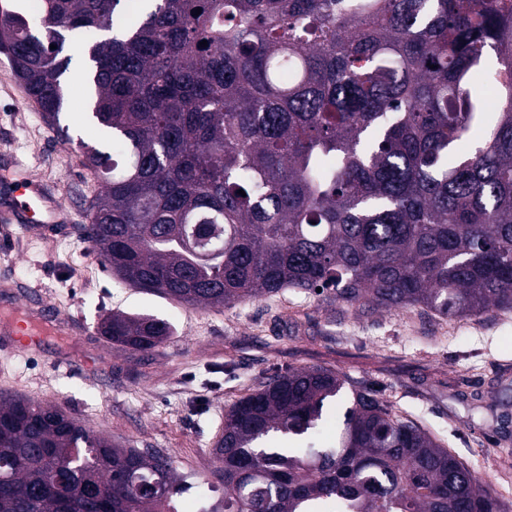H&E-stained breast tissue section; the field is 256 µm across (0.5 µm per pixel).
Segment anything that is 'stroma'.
Masks as SVG:
<instances>
[{"instance_id":"obj_1","label":"stroma","mask_w":512,"mask_h":512,"mask_svg":"<svg viewBox=\"0 0 512 512\" xmlns=\"http://www.w3.org/2000/svg\"><path fill=\"white\" fill-rule=\"evenodd\" d=\"M65 92L66 141L13 69H0V175L51 187L71 218L47 235L0 224V306L21 284L38 290L63 327L37 348L0 349V392L57 406L116 445L164 450L188 501L218 481L213 448L225 410L276 371L330 368L349 381L327 405L334 416L351 407L353 388L377 390L512 507V434L493 437L497 417L512 415V310L445 318L295 288L205 309L129 287L104 271L81 232L98 182L79 144L96 134L85 119V84L67 83ZM116 311L154 315L173 334L149 353L112 347L97 326ZM60 356L71 368H52Z\"/></svg>"}]
</instances>
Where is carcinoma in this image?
I'll list each match as a JSON object with an SVG mask.
<instances>
[{
  "instance_id": "cac0c4a2",
  "label": "carcinoma",
  "mask_w": 512,
  "mask_h": 512,
  "mask_svg": "<svg viewBox=\"0 0 512 512\" xmlns=\"http://www.w3.org/2000/svg\"><path fill=\"white\" fill-rule=\"evenodd\" d=\"M147 2L130 23L125 0H37L32 25L0 0V51L65 140L66 33L120 32L87 46L99 140L80 142L100 182L81 230L106 271L192 306L319 287L512 310V0ZM97 331L132 352L172 336L126 312ZM345 383L290 368L224 413V512H507L371 388L317 443ZM183 489L170 455L0 395V512H177Z\"/></svg>"
}]
</instances>
